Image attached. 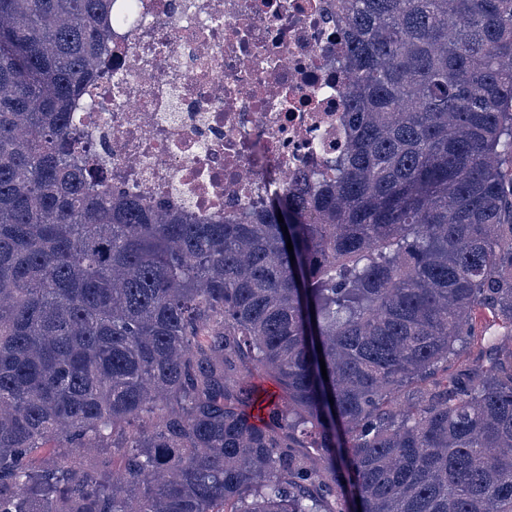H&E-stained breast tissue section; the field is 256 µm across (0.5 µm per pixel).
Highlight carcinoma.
<instances>
[{"mask_svg": "<svg viewBox=\"0 0 512 512\" xmlns=\"http://www.w3.org/2000/svg\"><path fill=\"white\" fill-rule=\"evenodd\" d=\"M114 2L0 0V512H512V0H336L348 142L207 224L76 163Z\"/></svg>", "mask_w": 512, "mask_h": 512, "instance_id": "1", "label": "carcinoma"}]
</instances>
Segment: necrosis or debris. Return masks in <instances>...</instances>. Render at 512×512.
Returning a JSON list of instances; mask_svg holds the SVG:
<instances>
[{"instance_id": "4bbe7bcc", "label": "necrosis or debris", "mask_w": 512, "mask_h": 512, "mask_svg": "<svg viewBox=\"0 0 512 512\" xmlns=\"http://www.w3.org/2000/svg\"><path fill=\"white\" fill-rule=\"evenodd\" d=\"M74 115L113 186L197 220L263 209L347 140L334 0H117Z\"/></svg>"}]
</instances>
